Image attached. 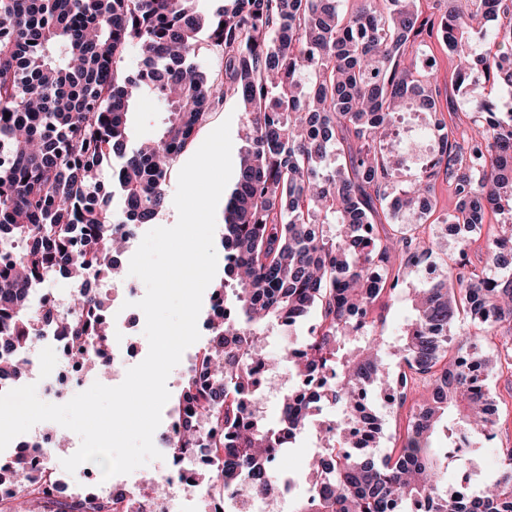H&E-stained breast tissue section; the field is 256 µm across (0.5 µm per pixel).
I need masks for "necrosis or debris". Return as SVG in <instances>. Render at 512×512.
<instances>
[{
	"mask_svg": "<svg viewBox=\"0 0 512 512\" xmlns=\"http://www.w3.org/2000/svg\"><path fill=\"white\" fill-rule=\"evenodd\" d=\"M55 274H47L39 285V294L31 312L36 317L35 336L18 356L27 363V375L38 382L45 395L64 401L82 386L96 378L97 366L109 367L114 379H124L127 370L135 366L136 359L129 353L132 329L140 319L135 303L142 293L141 283L127 278L119 285L127 309H103L102 314L112 323V334L107 343L94 338L85 339L75 346L70 337L62 335L54 324L41 319L43 309L70 311L74 294H83L92 301L100 300L108 279L106 271L89 268L78 288H58ZM186 423L185 416L167 418L159 450L163 463L149 481H134L127 475L113 476L109 483L88 486L83 472L61 473L56 461L58 435L48 427L32 428L26 435L29 446L41 451L34 466L35 481L51 487L49 497L38 498L32 483L16 489L17 496L40 499L43 512H56L58 503L86 500L103 504L107 512H220L224 506L221 483L204 485L198 479L200 472L218 476L224 473V460L215 456L179 453L178 447Z\"/></svg>",
	"mask_w": 512,
	"mask_h": 512,
	"instance_id": "4bbe7bcc",
	"label": "necrosis or debris"
}]
</instances>
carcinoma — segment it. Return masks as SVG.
Returning <instances> with one entry per match:
<instances>
[{
	"mask_svg": "<svg viewBox=\"0 0 512 512\" xmlns=\"http://www.w3.org/2000/svg\"><path fill=\"white\" fill-rule=\"evenodd\" d=\"M195 0H0V376L21 374L12 352L32 337V287L54 269L69 278L119 267L114 224H151L166 204L175 160L231 94L244 114L248 146L224 208L222 320L204 353L206 376L178 394L187 416L203 409L212 430L184 432L185 451L225 450L224 498L244 484L272 508L292 479L282 461L305 434L320 436L296 512H512V448L491 487L451 492L440 483L443 447H481L496 408L488 380L512 371L507 355H488L479 337L455 335L460 314L496 333L512 325V234L486 242L479 271L467 260L470 236L488 212L512 227V112H501L472 78L512 89V0H464L424 16L419 0H224L209 16ZM493 18L488 27L483 20ZM206 31L218 61L208 75L192 58ZM435 39L458 58L452 86L474 127L459 143L436 119L423 131L437 141L425 172L398 181L404 159L389 139L403 112H438L432 64ZM143 52L136 75L125 57ZM167 105L164 128L145 144L131 135L135 101ZM112 165L121 213L110 209L100 179ZM443 178L457 199L442 224L454 226L457 255L445 271L413 286L411 309L384 335L383 298L419 274L415 258L435 256L419 227L433 212ZM73 318L56 316L75 340L104 342L110 322L78 295ZM284 361L296 380L276 417L259 410L269 376L260 337L269 327L290 336ZM414 401L399 447L374 448L389 427L374 408L379 394ZM337 420L321 419L325 407ZM40 449L0 467V504L30 479Z\"/></svg>",
	"mask_w": 512,
	"mask_h": 512,
	"instance_id": "obj_1",
	"label": "carcinoma"
}]
</instances>
